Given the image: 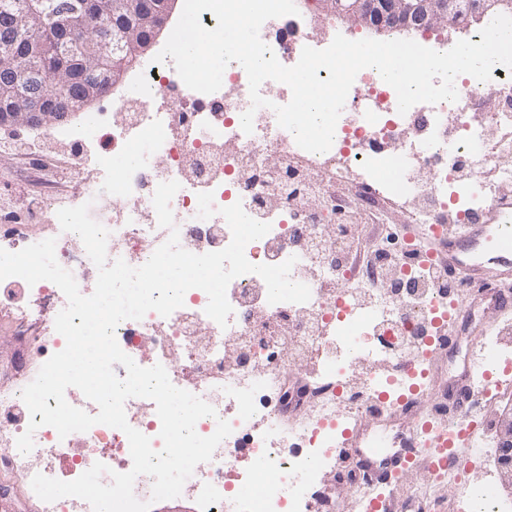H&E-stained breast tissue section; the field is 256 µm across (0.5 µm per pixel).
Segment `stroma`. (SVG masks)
Returning a JSON list of instances; mask_svg holds the SVG:
<instances>
[{
	"label": "stroma",
	"instance_id": "35a3bbf8",
	"mask_svg": "<svg viewBox=\"0 0 512 512\" xmlns=\"http://www.w3.org/2000/svg\"><path fill=\"white\" fill-rule=\"evenodd\" d=\"M27 134V129L22 127L0 128V235L10 231L29 234L36 230L31 200L48 195L61 201L78 197L82 192L84 175L72 163L68 144L55 128L42 132L36 153H17L4 148V138L22 139ZM481 323L489 325L491 334L498 336L502 343L512 346V321H504L486 302H475L472 313L461 316L455 325L460 346L440 357L434 365L433 404L439 417H447L449 413L447 393L454 384L450 368L462 360L464 339ZM49 345L50 335L43 324L0 312V391L9 392L19 371L38 373ZM8 429V423L0 422V512H45L29 478L38 463L33 460L18 468L10 466L15 450L3 438Z\"/></svg>",
	"mask_w": 512,
	"mask_h": 512
}]
</instances>
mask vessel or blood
<instances>
[{"label":"vessel or blood","mask_w":512,"mask_h":512,"mask_svg":"<svg viewBox=\"0 0 512 512\" xmlns=\"http://www.w3.org/2000/svg\"><path fill=\"white\" fill-rule=\"evenodd\" d=\"M428 254L456 278L493 284L490 293L493 309L505 315L512 313V295L498 289L499 284L512 280V222L493 224L488 218L478 217L473 223L464 225L461 231L436 236ZM478 373L482 374L485 384L495 389L500 388L504 380L512 378L510 369L485 366L480 358L466 360L455 383V406L462 425L455 435L450 436L437 428L435 414H428L423 428L431 436L433 450L426 457H415L414 440L409 434L404 437L403 447L383 454L362 447L364 425H357L347 434L338 458L359 471L363 490L372 496L374 512H389L390 499L385 492L403 472L418 463L434 471L446 468L449 449L466 446L473 428V407L480 397L472 383Z\"/></svg>","instance_id":"obj_1"}]
</instances>
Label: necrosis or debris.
Listing matches in <instances>:
<instances>
[{
  "label": "necrosis or debris",
  "mask_w": 512,
  "mask_h": 512,
  "mask_svg": "<svg viewBox=\"0 0 512 512\" xmlns=\"http://www.w3.org/2000/svg\"><path fill=\"white\" fill-rule=\"evenodd\" d=\"M297 14L266 21L262 41L279 62L295 65L310 41L316 19L306 0H295ZM491 83L458 76V99L397 111V95L376 69L361 70L347 95L334 142L324 153L301 149L281 128L274 105L287 104L290 88L268 80L260 87L266 107L252 109L243 67L230 63L220 90L203 94L189 89L172 59L145 60L129 92L113 100L112 131L106 139L90 137L97 115L72 129L71 156L86 170V185L107 182L96 197V220L109 230L107 257L138 267L164 243L169 229L159 226L152 203L158 184H180L171 201L182 248L204 254L226 248L232 233L218 214L198 217V195L210 192L220 208L241 203L270 231L245 248L254 264L276 265L295 258L290 276L306 284L305 303L267 301V288L256 274L234 278L227 288L233 308L227 327L205 313L207 294L198 288L184 296L183 307L164 317L147 313L121 322L115 336L139 366L162 365L171 382L212 405L216 417L201 418L199 435L215 432L218 420L232 426L210 461L199 464L183 486L205 512H304L312 485L336 456L342 432L376 410L380 393L390 400L411 398L412 388L427 390L434 381L426 366V348L436 319L455 314L467 303V288L423 255L427 237L461 229L497 206L500 188L512 182V72L494 66ZM496 86L500 106L485 111L487 86ZM254 110L252 133L240 117ZM358 187L360 202L384 200L409 210L413 236L398 242L381 261L364 265L354 259L351 242L359 226L348 199L337 185ZM44 217L40 239L56 241L58 263L74 275L83 295H91L86 275L95 265L80 237L62 231L59 203H36ZM67 305L54 283L28 285L11 277L0 281V310H13L54 327ZM247 343L239 362L225 361L227 340ZM416 359L415 376L398 365ZM307 365L302 391L288 384L290 367ZM22 374L5 399L0 421L10 422V440L30 422L21 398L31 383ZM304 412L300 430L288 434L285 415ZM31 458L45 459L42 475L78 478L94 463L111 472L131 469L126 434L97 424L59 438L50 426L33 435ZM470 455L463 454L446 479L460 500L457 512H512L493 488L468 477ZM433 474L434 483H441Z\"/></svg>",
  "instance_id": "obj_1"
}]
</instances>
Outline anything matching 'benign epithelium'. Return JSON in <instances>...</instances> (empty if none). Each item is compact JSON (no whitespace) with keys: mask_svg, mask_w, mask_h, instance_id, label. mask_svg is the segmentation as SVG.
Instances as JSON below:
<instances>
[{"mask_svg":"<svg viewBox=\"0 0 512 512\" xmlns=\"http://www.w3.org/2000/svg\"><path fill=\"white\" fill-rule=\"evenodd\" d=\"M322 11L348 20L360 27L384 30L431 29L463 15L477 17L500 5V0H321ZM173 0H125L128 15L112 10V0H84L81 10L58 20L47 29L48 42L28 37L22 26L15 25L11 45L0 53V77L10 82V89L0 95V124L44 128L68 121L78 111L108 95L121 81L126 70L149 49L163 28ZM112 15V30L97 38L80 34L91 21ZM50 48H45V45ZM59 60L79 64L91 72L83 80L75 97L54 102L33 89L13 82L15 64L26 60L31 73L42 83L49 74L42 67L44 50ZM497 463L502 485L512 489V412L500 417L496 430Z\"/></svg>","mask_w":512,"mask_h":512,"instance_id":"7a95c632","label":"benign epithelium"}]
</instances>
